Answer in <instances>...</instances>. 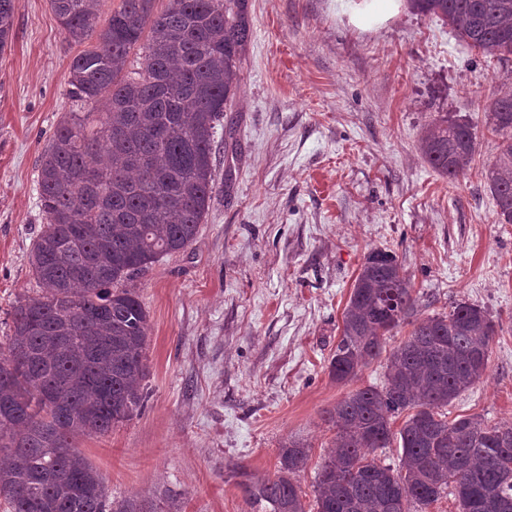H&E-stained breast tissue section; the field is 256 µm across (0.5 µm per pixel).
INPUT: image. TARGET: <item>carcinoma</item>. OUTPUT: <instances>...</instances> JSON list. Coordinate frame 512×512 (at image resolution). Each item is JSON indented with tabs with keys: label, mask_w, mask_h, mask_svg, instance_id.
<instances>
[{
	"label": "carcinoma",
	"mask_w": 512,
	"mask_h": 512,
	"mask_svg": "<svg viewBox=\"0 0 512 512\" xmlns=\"http://www.w3.org/2000/svg\"><path fill=\"white\" fill-rule=\"evenodd\" d=\"M436 17L482 56H512V0H407ZM101 0H50L66 39L96 44L76 55L70 97L100 112H66L39 156L45 224L29 254L39 294L14 307L0 348V501L7 512H145L116 506L100 472L74 439L105 435L144 407L149 315L133 282L159 257L186 249L209 209L213 146L239 82L249 39L245 0H120L96 31ZM13 0H0V51ZM140 67L127 70L131 51ZM500 136L484 173L498 223L512 224V95L485 108ZM426 162L454 183L470 169L471 125L442 115L419 143ZM420 298L395 254L365 257L329 363L339 384L380 357L386 339L408 337L386 358L385 384L350 392L325 412L336 438L316 474V512H426L452 489L460 512H512V424L446 407L488 369L497 324L459 301L445 315L417 318ZM404 417L399 431L392 424ZM399 467L374 453L393 441ZM310 448L282 444L276 473L240 470L261 512H306L296 476Z\"/></svg>",
	"instance_id": "1"
}]
</instances>
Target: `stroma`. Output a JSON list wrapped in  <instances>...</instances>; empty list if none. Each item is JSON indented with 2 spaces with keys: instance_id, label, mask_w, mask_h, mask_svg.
Segmentation results:
<instances>
[{
  "instance_id": "1",
  "label": "stroma",
  "mask_w": 512,
  "mask_h": 512,
  "mask_svg": "<svg viewBox=\"0 0 512 512\" xmlns=\"http://www.w3.org/2000/svg\"><path fill=\"white\" fill-rule=\"evenodd\" d=\"M362 0H246L250 38L216 141L214 189L196 240L134 281L149 314L147 402L103 436L75 440L115 501L152 512H254L233 472L274 474L278 450L310 448L314 478L336 431L324 413L350 387L383 384L384 359L353 386L328 366L366 255L392 251L420 317L458 301L498 325L486 376L452 415L512 424V224L496 221L482 173L499 138L486 102L512 94V60L485 61L445 22L408 9L379 26ZM68 43L49 0H14L0 52V344L39 288L28 263L44 224L38 157L74 103ZM448 114L476 152L456 183L418 150Z\"/></svg>"
}]
</instances>
